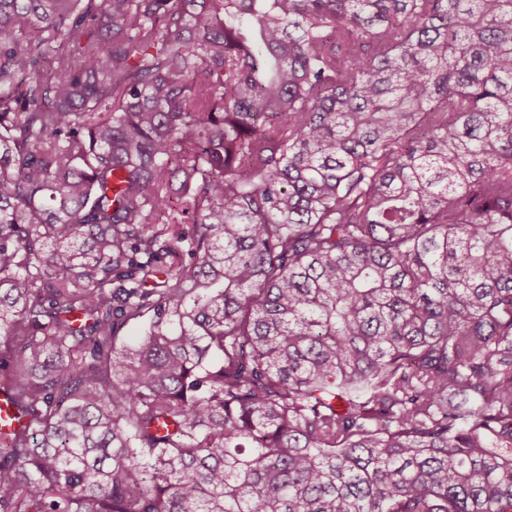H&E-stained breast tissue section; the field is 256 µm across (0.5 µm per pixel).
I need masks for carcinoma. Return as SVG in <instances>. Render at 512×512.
Segmentation results:
<instances>
[{
    "label": "carcinoma",
    "instance_id": "cac0c4a2",
    "mask_svg": "<svg viewBox=\"0 0 512 512\" xmlns=\"http://www.w3.org/2000/svg\"><path fill=\"white\" fill-rule=\"evenodd\" d=\"M0 391V512H512V0H0Z\"/></svg>",
    "mask_w": 512,
    "mask_h": 512
}]
</instances>
